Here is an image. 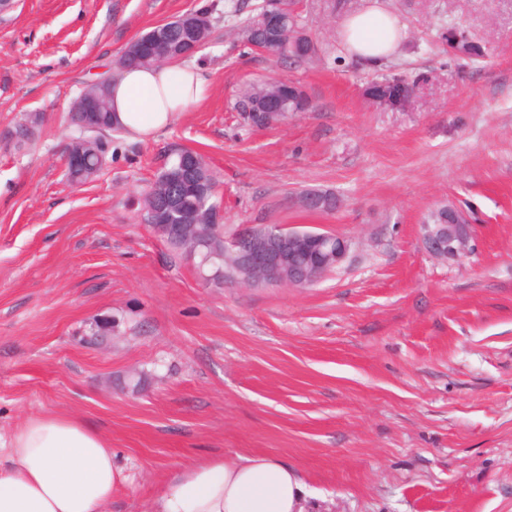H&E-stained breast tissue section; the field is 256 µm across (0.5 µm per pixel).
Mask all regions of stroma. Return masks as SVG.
I'll use <instances>...</instances> for the list:
<instances>
[{"mask_svg": "<svg viewBox=\"0 0 512 512\" xmlns=\"http://www.w3.org/2000/svg\"><path fill=\"white\" fill-rule=\"evenodd\" d=\"M13 0L0 12V436L67 414L110 445L124 480L107 512H151L168 474L262 453L296 467L309 512H512V0H382L404 27L405 108L374 104L334 0H302L322 51L276 61L234 28L258 0ZM207 12L189 62L203 100L147 140H108L92 180L66 177L69 116L156 25ZM461 23L485 56L451 59ZM313 107L256 129L233 104L272 76ZM31 129L19 138L20 126ZM215 172L224 234L278 225L345 238L304 288L223 284L138 218L172 153ZM342 198L303 210V191ZM474 224L441 260L422 221Z\"/></svg>", "mask_w": 512, "mask_h": 512, "instance_id": "1", "label": "stroma"}]
</instances>
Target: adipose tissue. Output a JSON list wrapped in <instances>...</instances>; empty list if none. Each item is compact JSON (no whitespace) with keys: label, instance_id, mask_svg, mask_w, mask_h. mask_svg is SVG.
I'll return each instance as SVG.
<instances>
[{"label":"adipose tissue","instance_id":"obj_1","mask_svg":"<svg viewBox=\"0 0 512 512\" xmlns=\"http://www.w3.org/2000/svg\"><path fill=\"white\" fill-rule=\"evenodd\" d=\"M348 53L366 67L398 50L404 31L383 7L349 15L340 28ZM206 92L196 66L131 67L112 82V120L152 137ZM123 478L94 430L64 414L27 417L0 441V512H102ZM153 512H308L298 472L265 454L210 458L168 476Z\"/></svg>","mask_w":512,"mask_h":512}]
</instances>
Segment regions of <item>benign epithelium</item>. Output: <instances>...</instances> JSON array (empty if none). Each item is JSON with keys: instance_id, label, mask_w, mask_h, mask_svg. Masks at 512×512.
Wrapping results in <instances>:
<instances>
[{"instance_id": "obj_1", "label": "benign epithelium", "mask_w": 512, "mask_h": 512, "mask_svg": "<svg viewBox=\"0 0 512 512\" xmlns=\"http://www.w3.org/2000/svg\"><path fill=\"white\" fill-rule=\"evenodd\" d=\"M95 84L86 86L73 108L84 116L97 111ZM413 94L380 88L372 91L371 100L390 107H405L412 102ZM286 111L277 103L271 112L255 113L256 123L266 126L282 120ZM79 135L71 138L67 154L76 163H92L104 167L105 151L101 150L99 137L94 135L97 123L77 122ZM157 236L165 240H182L189 237L190 224H154ZM422 242L426 251L439 259L457 257L467 253L473 236V224L460 221V213L448 208L447 220L441 224L423 225ZM348 249L341 237L328 232L246 228L237 236L224 241V259L242 273L241 281L251 285H287L306 287L314 284L326 271L338 265Z\"/></svg>"}]
</instances>
